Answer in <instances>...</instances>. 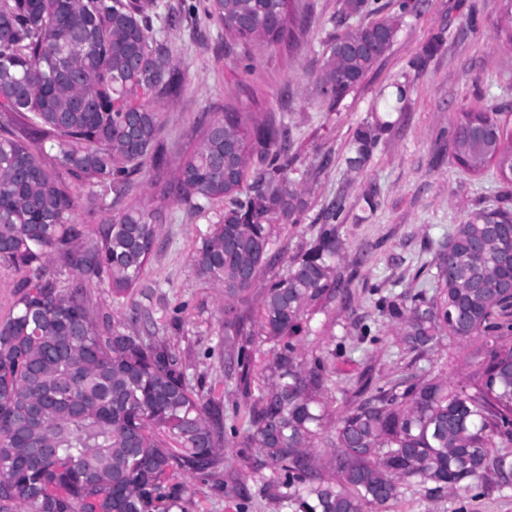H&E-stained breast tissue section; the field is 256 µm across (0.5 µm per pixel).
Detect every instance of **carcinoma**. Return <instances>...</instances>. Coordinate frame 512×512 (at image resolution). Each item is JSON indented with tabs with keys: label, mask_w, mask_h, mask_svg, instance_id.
Wrapping results in <instances>:
<instances>
[{
	"label": "carcinoma",
	"mask_w": 512,
	"mask_h": 512,
	"mask_svg": "<svg viewBox=\"0 0 512 512\" xmlns=\"http://www.w3.org/2000/svg\"><path fill=\"white\" fill-rule=\"evenodd\" d=\"M293 0H195L168 14L166 25L203 14L244 47L293 38L305 23ZM156 0H0V267L15 275L12 303L0 318V512H171L182 508L176 470L209 476L227 441L221 410L185 381L171 346L146 345L93 306L90 288L126 297L144 272L161 219L130 204L117 214L143 162L171 168L160 141L161 117L142 104L176 95L183 84L166 42L153 36ZM380 54L345 58L331 75L329 98L354 89ZM463 169L512 164V139L488 112H462L450 132ZM377 135L356 134L358 153ZM267 162L245 200L224 211L194 260L196 273L224 293L228 359L242 356L249 293L274 269V222L301 201L288 183V130L241 113L202 126L199 141L163 196L201 212L236 192L254 156ZM83 208L96 218L78 224ZM512 208L480 210L454 226L431 261L432 295L388 297L380 311L411 351L435 349L440 337L491 339L493 349L472 382L364 384L337 421L334 447L318 462L315 438L325 414L316 394L320 363L299 362L307 311L340 294L336 225H322L302 258L269 281L260 301L261 329L280 346L266 386L234 427L240 454L257 448V466L283 480L267 495L294 499L300 512H384L411 485L455 492L498 473L512 484V456L492 448L512 434V308L495 288L512 278ZM37 448L50 454L39 457Z\"/></svg>",
	"instance_id": "carcinoma-1"
}]
</instances>
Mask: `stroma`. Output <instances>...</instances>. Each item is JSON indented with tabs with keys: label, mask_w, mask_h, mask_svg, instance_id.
I'll list each match as a JSON object with an SVG mask.
<instances>
[{
	"label": "stroma",
	"mask_w": 512,
	"mask_h": 512,
	"mask_svg": "<svg viewBox=\"0 0 512 512\" xmlns=\"http://www.w3.org/2000/svg\"><path fill=\"white\" fill-rule=\"evenodd\" d=\"M402 0H369V10L343 20L342 0H296L306 16L291 42L252 47L251 70L240 48L230 44L218 23L170 28L169 11L182 0H157L154 30L167 41L183 77L178 96L146 97L162 122L160 138L173 163L186 160L202 123L223 118L227 108L267 118L288 130V179L303 203L290 224L276 231L271 246L278 272L303 254L319 234L331 203L344 210L336 223L342 250L336 273L349 300L338 298L310 311L311 330L301 336L302 362L325 367L319 395L326 413L316 447L330 455L333 425L363 384L391 387L401 380L447 379L455 386L490 356L486 337L464 342L444 339L434 351L417 354L401 344L395 326L379 310L381 297L431 292L429 263L438 247L478 210L500 206L512 196L494 167L478 173L455 164L449 141L457 116L465 111L496 114L512 133V44L497 28L501 0H421L414 13ZM397 21L389 51L355 89L340 101L319 88L325 42L331 35L374 22L373 7ZM404 85L400 110L387 108L394 84ZM386 124L377 145L358 157L354 133ZM143 208L162 212L150 261L136 288L113 299L108 288L91 294L113 327H124L131 311L142 319L145 341L168 343L180 357L188 385L214 391L223 403L225 428L244 427L235 405L258 394L278 349L260 327V291L249 296L252 337L247 383L224 362V298L199 279L194 257L223 210L215 205L194 212L162 199L156 170L145 164L130 195ZM186 512H296L293 500L270 499L265 488L278 472L242 457L235 443L224 449L215 480L178 471ZM230 488L216 489V481ZM387 512H512V487L496 480L438 495L422 486L403 490Z\"/></svg>",
	"instance_id": "1"
}]
</instances>
